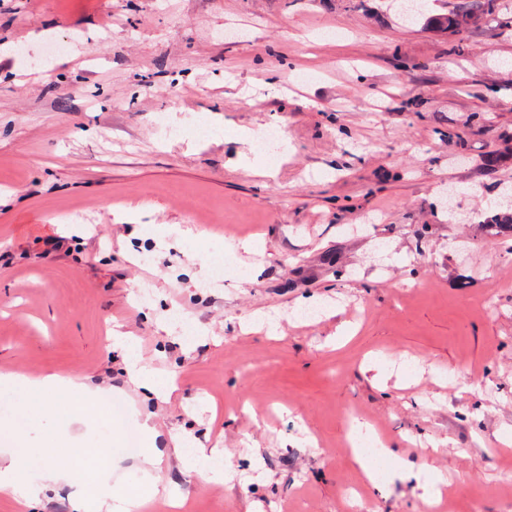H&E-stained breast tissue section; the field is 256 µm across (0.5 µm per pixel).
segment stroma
I'll return each mask as SVG.
<instances>
[{
	"label": "stroma",
	"instance_id": "35a3bbf8",
	"mask_svg": "<svg viewBox=\"0 0 512 512\" xmlns=\"http://www.w3.org/2000/svg\"><path fill=\"white\" fill-rule=\"evenodd\" d=\"M275 122L277 159L236 140ZM510 187L497 17L460 37L383 0H0V372L78 375L123 409L83 424L62 389L44 419L21 391L0 455L36 473L56 446L67 472L146 416L181 512H347L366 422L404 460L376 461L374 512H423V446L457 512H512V251L480 227ZM116 328L165 395L130 381ZM181 434L229 478L198 488ZM77 490L0 489V512H70Z\"/></svg>",
	"mask_w": 512,
	"mask_h": 512
}]
</instances>
